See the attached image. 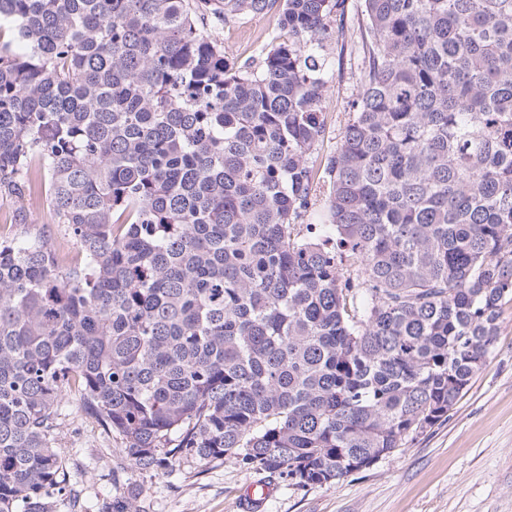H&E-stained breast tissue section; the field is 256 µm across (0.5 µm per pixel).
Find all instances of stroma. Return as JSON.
Returning a JSON list of instances; mask_svg holds the SVG:
<instances>
[{"label": "stroma", "mask_w": 512, "mask_h": 512, "mask_svg": "<svg viewBox=\"0 0 512 512\" xmlns=\"http://www.w3.org/2000/svg\"><path fill=\"white\" fill-rule=\"evenodd\" d=\"M347 5L345 39L335 53L325 104L327 137L315 154L321 166L336 149L360 87L363 0ZM278 32L273 9L222 25L214 35L225 57L242 62L258 56ZM18 208L15 200L0 196V236L41 235L53 248L75 252L46 211L27 205L28 220L21 226L14 221ZM61 412L58 446L72 461L70 479L80 498L57 497L54 512H95L106 497L130 499L137 512H242L244 493L260 480L229 459L178 464L163 475L113 472L119 439L88 418L76 398L64 401ZM271 487L260 512H512V303L502 309L492 353L447 421L339 482L303 488L275 480Z\"/></svg>", "instance_id": "1"}]
</instances>
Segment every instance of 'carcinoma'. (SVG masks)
<instances>
[{
  "mask_svg": "<svg viewBox=\"0 0 512 512\" xmlns=\"http://www.w3.org/2000/svg\"><path fill=\"white\" fill-rule=\"evenodd\" d=\"M363 2L321 170L346 0H0V194L83 254L0 238V512L73 492L70 395L120 470L301 487L448 418L512 302V0ZM275 4L229 61L212 30ZM345 39L343 50L341 40L334 50L335 61L332 71L330 89L327 94L324 112L327 117V138L319 147L314 157L320 169L336 149L339 135L349 118V104L356 97L361 73L358 69L361 51V28L363 0H347Z\"/></svg>",
  "mask_w": 512,
  "mask_h": 512,
  "instance_id": "carcinoma-1",
  "label": "carcinoma"
}]
</instances>
